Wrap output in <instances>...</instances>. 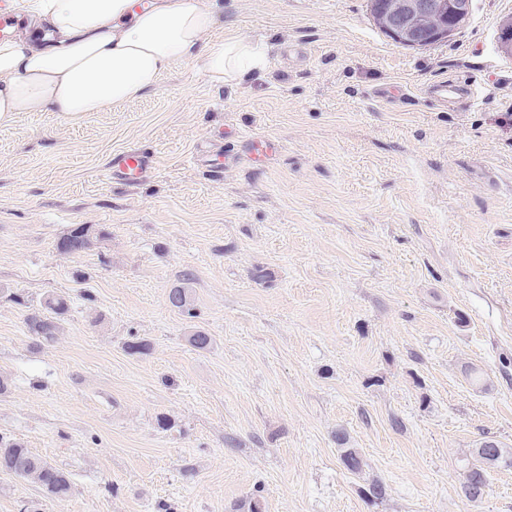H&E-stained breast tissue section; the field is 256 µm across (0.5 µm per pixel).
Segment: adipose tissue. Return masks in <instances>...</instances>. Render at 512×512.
Returning a JSON list of instances; mask_svg holds the SVG:
<instances>
[{
	"mask_svg": "<svg viewBox=\"0 0 512 512\" xmlns=\"http://www.w3.org/2000/svg\"><path fill=\"white\" fill-rule=\"evenodd\" d=\"M49 23L0 40V121L17 112L75 116L139 98L181 63L219 85L261 72L267 47L215 35L214 0H23Z\"/></svg>",
	"mask_w": 512,
	"mask_h": 512,
	"instance_id": "adipose-tissue-1",
	"label": "adipose tissue"
}]
</instances>
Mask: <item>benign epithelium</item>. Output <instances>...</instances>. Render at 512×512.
Listing matches in <instances>:
<instances>
[{
  "label": "benign epithelium",
  "instance_id": "obj_1",
  "mask_svg": "<svg viewBox=\"0 0 512 512\" xmlns=\"http://www.w3.org/2000/svg\"><path fill=\"white\" fill-rule=\"evenodd\" d=\"M470 0H392L388 10L374 17L393 41L423 48L453 36L463 24Z\"/></svg>",
  "mask_w": 512,
  "mask_h": 512
}]
</instances>
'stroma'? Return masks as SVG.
Returning a JSON list of instances; mask_svg holds the SVG:
<instances>
[{
  "label": "stroma",
  "mask_w": 512,
  "mask_h": 512,
  "mask_svg": "<svg viewBox=\"0 0 512 512\" xmlns=\"http://www.w3.org/2000/svg\"><path fill=\"white\" fill-rule=\"evenodd\" d=\"M218 3L270 46L253 78L179 64L104 112L0 122V438L72 482L0 473V512H512V466L461 488L480 441L512 447V0L421 49L368 0ZM445 76L475 97L429 101ZM133 148L149 177L109 180ZM78 224L92 246L60 254ZM56 295L47 343L27 317Z\"/></svg>",
  "instance_id": "35a3bbf8"
}]
</instances>
